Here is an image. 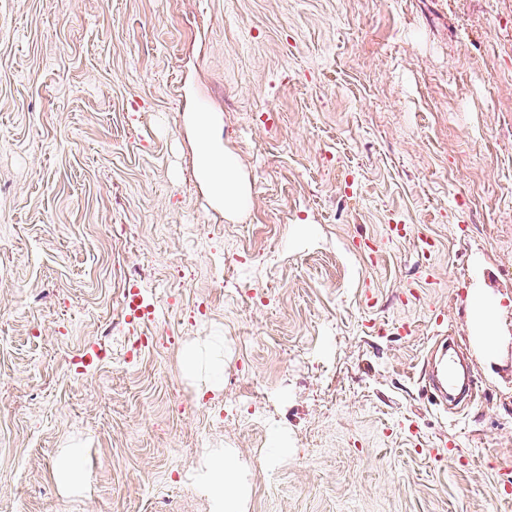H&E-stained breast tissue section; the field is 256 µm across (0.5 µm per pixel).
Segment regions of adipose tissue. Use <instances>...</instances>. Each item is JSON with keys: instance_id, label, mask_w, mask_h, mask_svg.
<instances>
[{"instance_id": "ef3b65f1", "label": "adipose tissue", "mask_w": 512, "mask_h": 512, "mask_svg": "<svg viewBox=\"0 0 512 512\" xmlns=\"http://www.w3.org/2000/svg\"><path fill=\"white\" fill-rule=\"evenodd\" d=\"M189 122L199 144L197 175L212 200L228 214L244 209L249 200V185L235 161L225 153L216 134L214 115L195 112ZM201 482L215 512H245L251 489L232 453L214 460Z\"/></svg>"}]
</instances>
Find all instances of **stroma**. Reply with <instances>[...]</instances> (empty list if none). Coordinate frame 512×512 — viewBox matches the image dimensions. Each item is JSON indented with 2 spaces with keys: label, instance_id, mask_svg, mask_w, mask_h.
I'll return each instance as SVG.
<instances>
[{
  "label": "stroma",
  "instance_id": "stroma-1",
  "mask_svg": "<svg viewBox=\"0 0 512 512\" xmlns=\"http://www.w3.org/2000/svg\"><path fill=\"white\" fill-rule=\"evenodd\" d=\"M227 449L246 512H512V0H0V512H214ZM189 122L199 144L197 175L212 200L228 214L244 209L249 200V185L235 161L224 152L216 134L212 112H193ZM493 321L494 315L492 307L483 304L476 312V325L480 331V336L477 337L485 345L494 344ZM201 482L212 498L215 512H245L251 489L230 450H224V456L208 466Z\"/></svg>",
  "mask_w": 512,
  "mask_h": 512
}]
</instances>
